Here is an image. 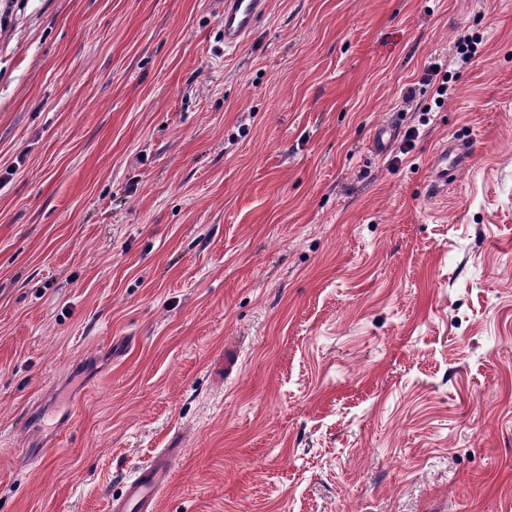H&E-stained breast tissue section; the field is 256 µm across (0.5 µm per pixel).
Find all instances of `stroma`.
Instances as JSON below:
<instances>
[{
  "mask_svg": "<svg viewBox=\"0 0 512 512\" xmlns=\"http://www.w3.org/2000/svg\"><path fill=\"white\" fill-rule=\"evenodd\" d=\"M223 13L0 27V512H107L163 448L162 512H512V0H270L236 51ZM480 43L481 41L470 33L461 32L456 36L450 59V65L456 67L454 70L465 68L473 62L478 53L477 45ZM426 76L419 83V87L415 84L407 88L404 92L402 100L405 104L414 103L418 96H425L432 90V100L436 107H441L453 93L451 71H448V65H431L425 74ZM439 77V78H438ZM475 150V144L469 140L453 139L440 145L431 159L427 191L434 196L444 193L458 173L470 165Z\"/></svg>",
  "mask_w": 512,
  "mask_h": 512,
  "instance_id": "1",
  "label": "stroma"
}]
</instances>
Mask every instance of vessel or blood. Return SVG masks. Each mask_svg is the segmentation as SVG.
<instances>
[{
  "label": "vessel or blood",
  "mask_w": 512,
  "mask_h": 512,
  "mask_svg": "<svg viewBox=\"0 0 512 512\" xmlns=\"http://www.w3.org/2000/svg\"><path fill=\"white\" fill-rule=\"evenodd\" d=\"M268 4L269 0H224L220 32L225 48H238L250 37L266 16ZM475 150L469 140L453 139L440 145L431 159L428 192L435 196L444 193L458 173L469 166ZM181 454L178 448L161 449L124 476L120 496L109 501L110 512H160L161 494L169 485Z\"/></svg>",
  "instance_id": "vessel-or-blood-1"
}]
</instances>
